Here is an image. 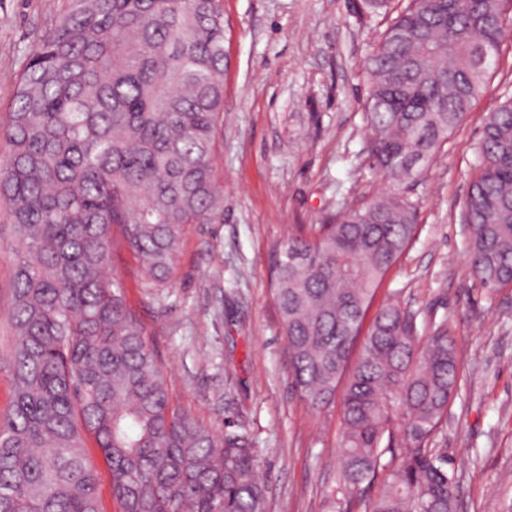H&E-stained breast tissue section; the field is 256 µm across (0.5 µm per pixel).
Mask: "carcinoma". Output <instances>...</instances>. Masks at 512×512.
<instances>
[{
	"instance_id": "carcinoma-1",
	"label": "carcinoma",
	"mask_w": 512,
	"mask_h": 512,
	"mask_svg": "<svg viewBox=\"0 0 512 512\" xmlns=\"http://www.w3.org/2000/svg\"><path fill=\"white\" fill-rule=\"evenodd\" d=\"M511 20L512 0H408L366 63L370 156L391 188L272 250L294 386L323 409L345 383L343 487L388 472L365 512H458L433 447L458 386L447 325L424 333L420 311L386 301L363 326L418 232L408 182L484 93ZM224 61L223 0H66L18 75L0 127V207L18 241L0 512H101L89 438L120 512H267L251 438L173 405L106 269L118 228L162 288L184 226L217 222ZM475 156L466 265L493 293L512 287L511 94L486 113Z\"/></svg>"
}]
</instances>
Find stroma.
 <instances>
[{
	"label": "stroma",
	"mask_w": 512,
	"mask_h": 512,
	"mask_svg": "<svg viewBox=\"0 0 512 512\" xmlns=\"http://www.w3.org/2000/svg\"><path fill=\"white\" fill-rule=\"evenodd\" d=\"M359 0H224V115L215 144L224 219L186 225L169 287L142 284L118 246L112 275L164 371L174 405L250 435L267 512H330L338 493L341 401L313 409L293 386L269 288L270 250L388 189L370 166L366 60L387 27ZM65 0H0V123L28 54ZM512 93V25L500 65L465 123L411 183L418 235L378 290L447 321L459 386L434 445L459 479L460 512L512 504V288L467 271L461 222L485 113ZM18 243L0 221V415L10 405L9 318Z\"/></svg>",
	"instance_id": "1"
}]
</instances>
